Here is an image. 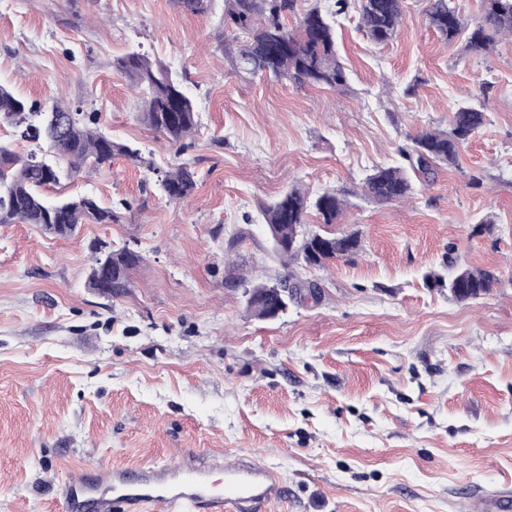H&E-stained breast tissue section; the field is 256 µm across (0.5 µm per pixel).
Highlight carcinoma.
I'll use <instances>...</instances> for the list:
<instances>
[{"instance_id":"carcinoma-1","label":"carcinoma","mask_w":512,"mask_h":512,"mask_svg":"<svg viewBox=\"0 0 512 512\" xmlns=\"http://www.w3.org/2000/svg\"><path fill=\"white\" fill-rule=\"evenodd\" d=\"M351 0H335L324 12L314 6L303 13L296 27L284 18L293 9L292 0H224V50L231 54L234 69L247 76L272 75L299 86H323L334 90L348 87V74L336 51L337 18L347 14ZM359 26L375 44L395 38L404 17L405 0H357ZM183 10L206 14L213 0H178ZM428 24L448 44L467 30L452 0H427ZM512 35V0H482V20L467 37V49L486 54L496 36ZM113 66L142 88L140 120L167 142L182 150L197 126L193 102L172 73L139 52L132 51ZM0 119L22 128L21 137L44 140L56 155L52 160L30 152L17 154L0 143V224H37L47 233L66 235L81 224H112L119 216L101 207L90 197L48 201L42 189L74 178L87 163L101 166L116 156L139 158V152L119 143L98 128L88 126L78 109L56 105L49 112L14 95L0 85ZM66 121L63 132L54 131V122ZM488 122L485 107L469 101L457 104L450 118V129L424 127L407 137L397 149L399 161L376 165L362 183V194L377 203L402 202L411 197L415 181L429 180L442 168L459 166L463 146ZM158 185L172 201L190 196L197 185L195 172L186 164L164 172ZM342 202L336 193L324 191L315 196L291 187L277 199L261 205L272 251L280 260L310 268L349 259L357 253L360 240L355 233L329 229L336 223ZM321 215L324 227L298 239L310 212ZM142 262L140 253L123 247L103 251L95 258L88 276V287L99 295L116 297L130 287V271ZM448 274L436 271L424 275L428 288H446L455 300L468 302L489 294L498 283L495 271L459 267L448 261ZM278 299L266 295L247 303L250 314L268 318Z\"/></svg>"}]
</instances>
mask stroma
I'll return each instance as SVG.
<instances>
[{"label": "stroma", "mask_w": 512, "mask_h": 512, "mask_svg": "<svg viewBox=\"0 0 512 512\" xmlns=\"http://www.w3.org/2000/svg\"><path fill=\"white\" fill-rule=\"evenodd\" d=\"M406 0L385 45L356 13L337 26L349 75L339 92L239 76L224 57V0L209 14L177 0H0V85L41 111L64 104L138 149L85 169L49 197L89 196L120 216L67 238L0 224V512H56L63 483L95 464L180 462L205 451L273 467L288 496L269 512H482L512 487V37L476 55ZM137 50L175 73L199 124L185 151L139 119L113 66ZM461 101L488 123L460 167L403 203L363 199ZM197 173L169 202L157 174ZM482 179L470 184L471 176ZM293 185L335 192L336 229L360 250L300 267L318 294L274 320L250 317L245 287L284 274L259 205ZM493 214V233L475 231ZM144 258L116 299L86 285L100 250ZM494 269L473 302L428 288L425 272Z\"/></svg>", "instance_id": "1"}]
</instances>
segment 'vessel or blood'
Wrapping results in <instances>:
<instances>
[{"mask_svg": "<svg viewBox=\"0 0 512 512\" xmlns=\"http://www.w3.org/2000/svg\"><path fill=\"white\" fill-rule=\"evenodd\" d=\"M99 474L69 481L60 512H265L287 494L268 465L243 458L218 470L197 452L172 467L144 460Z\"/></svg>", "mask_w": 512, "mask_h": 512, "instance_id": "obj_1", "label": "vessel or blood"}]
</instances>
